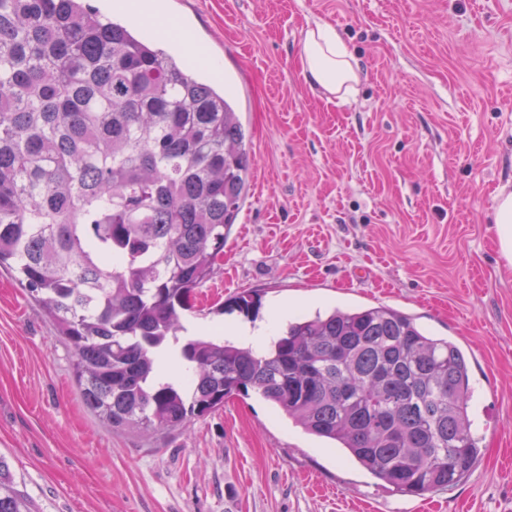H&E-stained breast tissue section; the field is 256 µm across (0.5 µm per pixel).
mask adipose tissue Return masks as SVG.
<instances>
[{
	"label": "adipose tissue",
	"mask_w": 512,
	"mask_h": 512,
	"mask_svg": "<svg viewBox=\"0 0 512 512\" xmlns=\"http://www.w3.org/2000/svg\"><path fill=\"white\" fill-rule=\"evenodd\" d=\"M301 65L310 87L339 101L351 97L360 81L353 53L336 29L327 24L319 23L307 30Z\"/></svg>",
	"instance_id": "obj_1"
}]
</instances>
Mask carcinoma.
<instances>
[{
  "label": "carcinoma",
  "instance_id": "cac0c4a2",
  "mask_svg": "<svg viewBox=\"0 0 512 512\" xmlns=\"http://www.w3.org/2000/svg\"><path fill=\"white\" fill-rule=\"evenodd\" d=\"M252 164L225 88L146 32L86 0H0V268L71 345L86 408L158 434L254 392L403 495L453 486L480 456L470 359L389 307L290 321L262 353L192 338L191 376L156 381ZM0 512H32L1 463Z\"/></svg>",
  "mask_w": 512,
  "mask_h": 512
}]
</instances>
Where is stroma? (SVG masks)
Returning <instances> with one entry per match:
<instances>
[{
  "label": "stroma",
  "mask_w": 512,
  "mask_h": 512,
  "mask_svg": "<svg viewBox=\"0 0 512 512\" xmlns=\"http://www.w3.org/2000/svg\"><path fill=\"white\" fill-rule=\"evenodd\" d=\"M220 58L252 139L251 193L180 339L359 306L413 316L472 359L477 466L394 492L258 396L168 433H120L84 406L72 352L0 270V459L33 512H512V266L493 221L512 190V0H146ZM336 28L360 67L327 100L304 35Z\"/></svg>",
  "instance_id": "stroma-1"
}]
</instances>
